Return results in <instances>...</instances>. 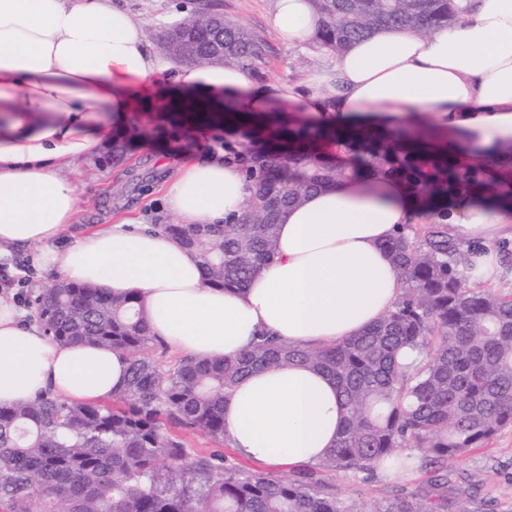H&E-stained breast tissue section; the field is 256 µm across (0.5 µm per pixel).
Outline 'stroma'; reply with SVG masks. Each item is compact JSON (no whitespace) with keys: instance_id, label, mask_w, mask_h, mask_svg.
I'll return each mask as SVG.
<instances>
[{"instance_id":"35a3bbf8","label":"stroma","mask_w":512,"mask_h":512,"mask_svg":"<svg viewBox=\"0 0 512 512\" xmlns=\"http://www.w3.org/2000/svg\"><path fill=\"white\" fill-rule=\"evenodd\" d=\"M220 12L247 30L262 36L269 46L268 56L260 70L264 83L304 85L310 73L322 63L320 48L304 50L282 43L269 24L274 0H216ZM142 23L148 36V49H155V34L172 23L181 21L195 9L198 0H114ZM213 132L196 131L185 139L167 134L136 139L122 163L112 161L109 150L83 163L75 179L76 191L83 201L82 209L72 225L71 234L81 227L111 224L124 218L141 224L155 219L173 222L165 208L160 187L182 156L203 155L215 150ZM444 475L445 494L467 501L470 512H512V425L503 428L484 448L448 461ZM429 474L414 467L393 473L375 467L372 474L353 476L339 473L332 482L337 494L356 507L366 508L391 491L402 489L419 492L426 488Z\"/></svg>"}]
</instances>
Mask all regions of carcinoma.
Wrapping results in <instances>:
<instances>
[{
    "label": "carcinoma",
    "mask_w": 512,
    "mask_h": 512,
    "mask_svg": "<svg viewBox=\"0 0 512 512\" xmlns=\"http://www.w3.org/2000/svg\"><path fill=\"white\" fill-rule=\"evenodd\" d=\"M317 42L334 54L382 27L428 33L459 22L455 0H311ZM175 63L234 64L255 74L264 40L204 3L158 37ZM224 159L241 166L253 192L243 215L224 224H159L192 251L206 284L245 289L275 256L281 213L307 193L341 180L373 187L398 181L428 210L383 243L403 289L395 309L361 335L324 347L262 338L235 359L165 365L150 355L152 335L134 297L54 280L29 300L60 342L121 352L124 391L109 402L69 403L49 393L0 406V512H356L325 475L400 468L416 448L437 467L487 445L512 424V292L473 279L477 245L448 233L446 203L479 199L512 210V142L466 158L460 132L396 125L379 135L348 134L326 152L330 132L301 114L239 112L224 104ZM177 126L112 124V160L131 135ZM424 354L411 368L399 351ZM300 364L336 382L343 425L336 446L291 477L256 473L221 454L189 453L186 437L224 440V403L240 379L269 365ZM395 491L366 512H469L433 490Z\"/></svg>",
    "instance_id": "cac0c4a2"
}]
</instances>
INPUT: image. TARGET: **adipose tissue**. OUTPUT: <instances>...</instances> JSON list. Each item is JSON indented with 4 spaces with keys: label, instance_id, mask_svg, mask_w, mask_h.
Returning a JSON list of instances; mask_svg holds the SVG:
<instances>
[{
    "label": "adipose tissue",
    "instance_id": "ef3b65f1",
    "mask_svg": "<svg viewBox=\"0 0 512 512\" xmlns=\"http://www.w3.org/2000/svg\"><path fill=\"white\" fill-rule=\"evenodd\" d=\"M462 24L423 36L380 29L328 56L304 86L250 91L245 70L183 67L148 50L141 22L112 0H0V256L35 249L37 269L115 297L136 294L152 333L197 359L241 354L274 336L330 345L357 336L402 293L382 248L423 212L397 182H345L311 192L278 224L275 258L244 291L205 286L197 259L145 224L124 219L62 239L81 199L70 174L109 134L104 112L127 118L151 87L175 78L201 99L230 98L245 112L270 98L340 131L429 124L464 130L473 153L512 140V0H457ZM270 24L290 46L318 27L309 0H274ZM250 195L222 153L184 158L163 186L183 224L238 218ZM450 233L478 243L481 282L494 281V243L512 238V212L478 201L448 210ZM119 352L52 340L0 298V405L49 392L70 402L107 401L123 390ZM341 400L335 382L301 365L268 366L235 387L224 430L244 458L273 467L314 463L336 444Z\"/></svg>",
    "mask_w": 512,
    "mask_h": 512
}]
</instances>
